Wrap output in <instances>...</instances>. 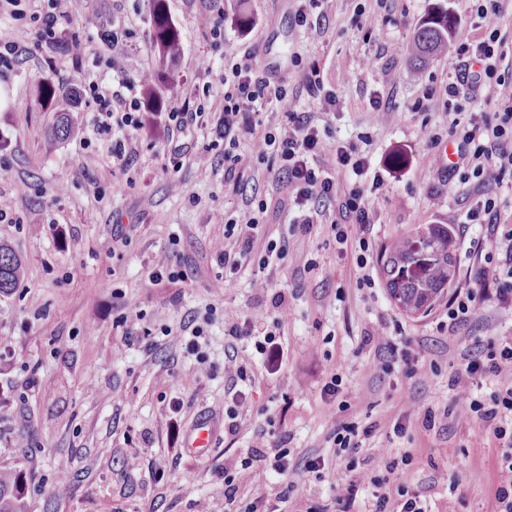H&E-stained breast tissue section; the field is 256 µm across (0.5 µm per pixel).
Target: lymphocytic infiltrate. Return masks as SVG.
I'll list each match as a JSON object with an SVG mask.
<instances>
[{"mask_svg": "<svg viewBox=\"0 0 512 512\" xmlns=\"http://www.w3.org/2000/svg\"><path fill=\"white\" fill-rule=\"evenodd\" d=\"M63 0H53L51 11L36 17V29L21 28L9 38L0 40V66L11 65L29 42L53 44L57 41L59 24L65 13ZM502 12L501 0H480L476 13L485 34L481 39L457 40L453 56L465 63L477 60L482 65L476 83L480 86L501 85L497 59L503 44L497 20ZM221 83L224 87V122L219 132L224 142V183L236 186L253 166L254 156L243 153L242 142L258 145L260 156L270 157L265 178L276 189L277 210L290 214L293 231L310 233L314 225L328 223L338 244H347L350 235H357L361 252L371 248L367 234L372 223L371 200L382 195L386 185L374 178L370 186L343 185L336 172L349 169L364 175L366 158L354 143H330L324 139L311 116L301 112L288 115V124L280 131H266L253 111L255 104L286 103L287 88L271 81L252 55L231 59ZM83 95L97 105L93 133L97 139L112 145V162L128 169L132 154L127 149L128 137L147 129L170 139L190 128L204 124L206 114L195 107L191 96L176 101L169 111L151 117L143 112L140 82L120 80L111 93L101 92L98 84L88 83ZM449 133L460 141V156L467 162L471 175L484 192L473 199L465 213V223L478 227V236L470 240V249L483 263L473 282L458 288L448 302V329L458 331L491 300L512 301V226L497 221L498 210L488 187L500 185L512 176V109L486 117L471 113L467 124H452ZM337 202L339 220H329L325 203ZM262 197L247 200L239 215L225 218L224 238L230 243L218 258L226 277L238 274L246 261L256 260L259 271L273 270L288 260L286 238L267 240L263 249H256L263 216L269 206ZM461 368L448 384L480 386L486 380L500 378L505 365H512V341L488 342L481 352L469 350L460 354ZM469 408L481 425L492 430L502 442L500 482L497 488L499 512H512V381L502 380L491 402L471 399Z\"/></svg>", "mask_w": 512, "mask_h": 512, "instance_id": "lymphocytic-infiltrate-1", "label": "lymphocytic infiltrate"}]
</instances>
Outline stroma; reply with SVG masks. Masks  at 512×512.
Listing matches in <instances>:
<instances>
[{"label":"stroma","instance_id":"obj_1","mask_svg":"<svg viewBox=\"0 0 512 512\" xmlns=\"http://www.w3.org/2000/svg\"><path fill=\"white\" fill-rule=\"evenodd\" d=\"M222 2L224 42L217 46L208 0H165L182 36L171 73L198 85L207 124L170 143L144 131L132 135L126 171L113 165L107 144L94 140L96 105L79 90L93 81L108 91L118 76L158 72L155 0H66L59 42L30 47L0 67V163L10 172L0 181V243L26 267L17 287L0 296V471L22 473L27 512H224V470L249 457L259 444L256 431L266 428L290 435L288 478L295 486L284 512L333 504L351 484L354 512H373L370 482L386 475L390 457L399 461L391 485L422 492L433 512H497L498 442L468 407L471 398L489 399L497 382L470 392L449 388L448 380L474 340L512 337V305L491 303L451 334L442 327L447 298L410 315L378 281L384 251L427 224L457 233L455 286L478 265L462 233L477 183L449 179L427 146L429 129L469 117L447 107L445 88L459 65L445 56L416 70L406 54L420 21L437 6L455 16L459 33L481 37L473 0ZM300 11L307 26L296 21ZM114 30L125 38L105 41ZM76 33L88 43L79 63L64 50ZM228 50L255 55L288 88L291 105L261 106L266 128L284 124L287 110L311 113L330 139L356 144L367 159L368 175L342 171L337 181L367 186L373 175L383 177L387 190L372 204L365 267L356 264V242L339 251L325 224L291 233L287 215L271 208L265 231L287 237V265L266 278L248 265L225 283L216 262L227 246L224 218L237 214L265 177L259 163L238 188L224 184L216 139ZM314 73L336 97L334 117L307 91ZM43 81L58 90L49 106L35 96ZM63 112L78 134L49 137ZM311 260L317 267L309 272ZM161 261L179 263L186 279L150 283L147 273ZM365 275L376 287H359ZM278 293L285 296L279 306ZM209 308L201 364L179 337L159 330ZM243 314L263 330L281 323L284 356L239 344L237 359L257 375L244 388L239 432L221 435L211 458L198 462L180 453L182 435L197 412L224 414L225 371L234 362L224 357V323ZM122 317L136 329L132 338L115 328ZM397 324L424 365L421 376L406 378L399 363L386 373L373 367L376 345L366 335H391ZM145 327L151 336L142 335ZM334 377L338 391L324 397ZM429 408L438 414L431 429L421 423ZM401 413L410 424L398 437L393 419ZM344 418L376 426L353 468L300 473L306 457L330 453L328 435Z\"/></svg>","mask_w":512,"mask_h":512}]
</instances>
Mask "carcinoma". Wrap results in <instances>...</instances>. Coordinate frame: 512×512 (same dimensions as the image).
I'll use <instances>...</instances> for the list:
<instances>
[{
  "label": "carcinoma",
  "mask_w": 512,
  "mask_h": 512,
  "mask_svg": "<svg viewBox=\"0 0 512 512\" xmlns=\"http://www.w3.org/2000/svg\"><path fill=\"white\" fill-rule=\"evenodd\" d=\"M154 13V49L160 66L173 62L178 51L179 32L160 2ZM456 34V22L447 10L439 7L415 29L410 44L409 61L419 70L429 61L448 51ZM147 83L146 97L153 103L158 90L173 97L183 83L161 77ZM457 258L454 235L446 224H429L419 228L407 241L395 246L382 261V276L391 300L403 310L419 311L431 305L447 287L448 277L455 275ZM21 261L6 245L0 244V295L12 291L21 277ZM23 480L18 473H0V512H26L22 496Z\"/></svg>",
  "instance_id": "obj_1"
}]
</instances>
